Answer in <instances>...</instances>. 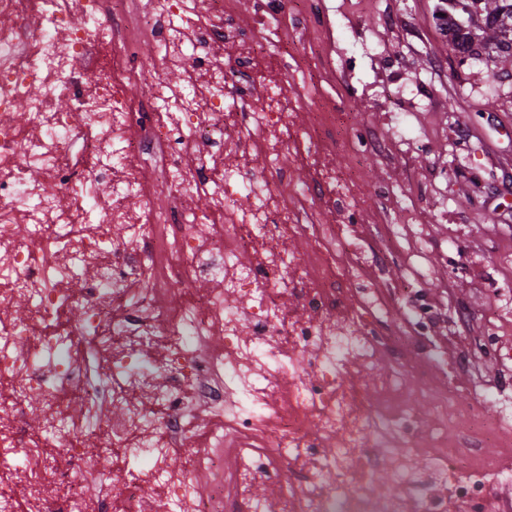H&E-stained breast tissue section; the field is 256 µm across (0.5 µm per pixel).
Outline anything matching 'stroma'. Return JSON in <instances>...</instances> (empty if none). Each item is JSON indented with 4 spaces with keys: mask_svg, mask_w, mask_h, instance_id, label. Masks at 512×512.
<instances>
[{
    "mask_svg": "<svg viewBox=\"0 0 512 512\" xmlns=\"http://www.w3.org/2000/svg\"><path fill=\"white\" fill-rule=\"evenodd\" d=\"M448 0H296L295 17L272 0H241L249 26L281 28L318 50L324 78L297 118L319 99L355 115L329 165L354 171L359 209L346 244L365 265L342 305L406 327L412 292L428 296L427 335L354 366L346 384L367 391L396 367L424 391L451 389L457 405L491 398L485 418L512 434V74L493 57L459 64L439 14ZM385 138L376 154L352 149L365 130Z\"/></svg>",
    "mask_w": 512,
    "mask_h": 512,
    "instance_id": "obj_1",
    "label": "stroma"
}]
</instances>
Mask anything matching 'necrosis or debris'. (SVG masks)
<instances>
[{
  "label": "necrosis or debris",
  "mask_w": 512,
  "mask_h": 512,
  "mask_svg": "<svg viewBox=\"0 0 512 512\" xmlns=\"http://www.w3.org/2000/svg\"><path fill=\"white\" fill-rule=\"evenodd\" d=\"M122 24H109V0H0V437L23 436L28 459L11 461L0 450V499L25 497L29 512H91L89 473H73L92 452L130 447L148 416L145 399L162 402L165 451L141 445L142 457L165 468L164 498L188 490L189 512H253L259 475L282 474L304 452L323 447L340 421L350 430L335 456L308 475L289 478L266 512H442V501L421 486L432 477L449 486L464 512H500L484 479L495 470L492 448L512 439L474 421L468 435L451 429L462 410L441 393L435 434L401 440L400 424L413 415L414 391L398 376L382 383L374 403L362 405L340 377L355 364H370L378 349L405 338H379L363 315L340 313L344 292L356 285L343 250L324 244L306 257L285 256L276 242L306 225L349 223L355 208L342 170L309 156L315 178L298 193L274 180L287 144L305 129L292 121L302 108L297 94L275 86L259 102L224 101V69L210 58L215 42L234 47L236 73H253L275 59L286 37L253 31L240 18L238 0H214L208 15L184 0H153L144 19L122 0ZM82 14L76 26L72 14ZM161 65L193 57L207 77V91L159 86L148 111H133L115 89L111 59L146 36H157ZM105 55L91 90L75 109L92 129L85 157L113 146V179L140 190L145 209L129 212L112 197L88 219L81 202L96 198L97 174L82 175L66 152L72 115L55 108L51 88L74 77L91 50ZM224 154V182L216 184L206 157L213 144ZM267 159L265 173L239 164L243 146ZM44 178L34 182L30 169ZM256 202L253 217L234 206L237 187ZM207 197L222 213V233L200 244L204 217L192 203ZM135 231L114 235L113 225ZM57 244L54 283L38 263L45 244ZM255 255L243 265V254ZM207 277L221 289L196 294L189 283ZM145 285L146 301H130L128 284ZM22 313H14L16 303ZM224 338V352L205 359L206 336ZM24 352L9 349L12 341ZM50 419L70 418L66 433H23L30 395ZM78 398L79 414L68 401ZM224 413V446L187 472L174 456L190 435L184 424L194 410ZM407 452H400V445ZM390 460L389 481L403 489L390 498L371 481L349 486L351 470L372 469L371 449ZM423 453L426 473L416 472L408 451Z\"/></svg>",
  "instance_id": "obj_1"
}]
</instances>
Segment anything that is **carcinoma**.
<instances>
[{
	"label": "carcinoma",
	"mask_w": 512,
	"mask_h": 512,
	"mask_svg": "<svg viewBox=\"0 0 512 512\" xmlns=\"http://www.w3.org/2000/svg\"><path fill=\"white\" fill-rule=\"evenodd\" d=\"M476 19L474 30H463L450 24L448 33L455 50L459 53V64L479 55V50H495L503 66L512 65V0H473Z\"/></svg>",
	"instance_id": "obj_1"
}]
</instances>
